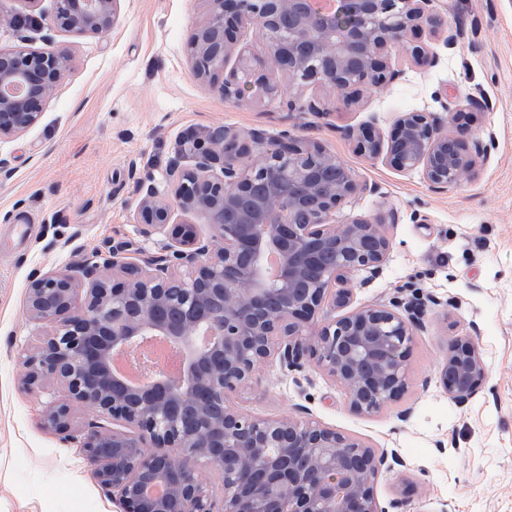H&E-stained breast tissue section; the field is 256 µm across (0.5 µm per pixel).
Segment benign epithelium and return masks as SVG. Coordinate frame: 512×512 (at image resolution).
I'll list each match as a JSON object with an SVG mask.
<instances>
[{
	"label": "benign epithelium",
	"mask_w": 512,
	"mask_h": 512,
	"mask_svg": "<svg viewBox=\"0 0 512 512\" xmlns=\"http://www.w3.org/2000/svg\"><path fill=\"white\" fill-rule=\"evenodd\" d=\"M120 2L54 0L46 26L101 34L117 23ZM206 2L191 40L192 66L226 100L244 97L241 73L258 94L276 95L266 73L271 59L299 86H330L332 109H347L359 91L385 82L383 47L413 28L442 26L432 0ZM251 24L262 30L261 49L245 42ZM68 65L51 48L0 50V140L40 120ZM345 134L365 158L419 169L439 191L474 176L488 157V145L469 129L449 136L429 112L403 113L387 140L372 131ZM165 182L164 191L139 182L136 204L145 237L172 227L163 252L137 262L109 247L29 282V319L53 329L21 359V383L66 388L64 399L47 402L44 423L67 424L77 404L138 429L130 436L95 425L74 438L125 512H406V498L383 505L374 494L382 470L406 466L397 451L377 454L305 409L263 419L232 403L263 366L300 372L310 359L357 414H375L404 394L424 309L400 300L315 320L330 296L347 303L340 284L349 275H375L388 256L383 225L335 223L337 208L366 186L316 141L285 133L268 146L260 131L246 139L223 126L181 141ZM178 213L203 217L210 236L197 237L192 223L175 220ZM110 271L123 281L109 283ZM86 286L89 299L79 309ZM149 336L181 352L180 375L159 372L143 387L117 377L112 358ZM486 374L473 343H451L440 380L452 401L466 404ZM207 471L222 477L218 502ZM152 483L164 484L166 494L148 495Z\"/></svg>",
	"instance_id": "benign-epithelium-1"
}]
</instances>
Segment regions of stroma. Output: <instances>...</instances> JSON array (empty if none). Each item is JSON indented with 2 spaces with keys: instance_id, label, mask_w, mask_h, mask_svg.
Masks as SVG:
<instances>
[{
  "instance_id": "obj_1",
  "label": "stroma",
  "mask_w": 512,
  "mask_h": 512,
  "mask_svg": "<svg viewBox=\"0 0 512 512\" xmlns=\"http://www.w3.org/2000/svg\"><path fill=\"white\" fill-rule=\"evenodd\" d=\"M445 27L463 36L454 49L443 34L408 33L382 51L394 79L363 91L351 108L320 116L291 112L301 96L329 105L331 87H296L287 72L268 78L278 99L224 100L193 70L190 41L207 12L205 0H121L117 24L101 35L42 26L0 25V49L54 48L71 58L39 122L0 142V512H123L99 485L72 443L94 416L74 408L66 428L43 423L60 384L24 389L19 359L50 332L29 320L26 289L37 275L114 245L140 259L159 253L165 235L144 237L136 181L163 185L165 168L188 132L229 126L262 131L275 141L288 131L336 154L368 193L345 203L340 224L382 223L389 257L374 277L350 276L348 308L400 299L425 303L424 331L408 361L407 389L379 413L350 410L344 391L315 363L287 372L265 366L234 397L266 419L308 409L313 418L365 442L397 450L405 467L379 475L380 502L409 500L408 512H512V0H434ZM438 55L415 62L412 47ZM429 112L441 131L465 113L489 146L474 178L438 191L421 172H401L359 155L345 128L389 136L402 113ZM29 222L24 240L13 227ZM437 297L438 305L427 302ZM456 338L479 349L487 378L468 404L449 399L439 370Z\"/></svg>"
}]
</instances>
